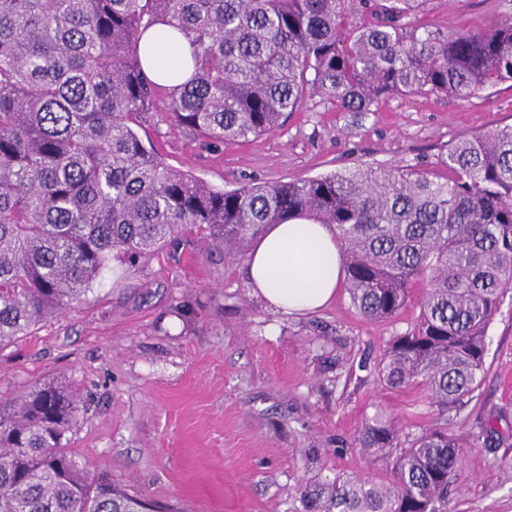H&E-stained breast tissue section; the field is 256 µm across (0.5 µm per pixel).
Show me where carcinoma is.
<instances>
[{"label":"carcinoma","instance_id":"1","mask_svg":"<svg viewBox=\"0 0 512 512\" xmlns=\"http://www.w3.org/2000/svg\"><path fill=\"white\" fill-rule=\"evenodd\" d=\"M426 0H0V347L86 300L112 272L185 230L231 258L269 224H331L345 286L372 320L421 289L414 326L375 371L451 409L486 372V337L512 290V125L457 141L435 181L356 166L214 189L166 164L138 129L159 102L213 142L278 129L311 95L377 112L430 92L460 100L512 81V21L452 34L412 15ZM193 48L194 73L152 81L139 43L154 25ZM82 410L57 384L0 409V512H154L76 460ZM357 446L390 481L325 480L305 512H447L464 446L444 427L405 433L377 413Z\"/></svg>","mask_w":512,"mask_h":512}]
</instances>
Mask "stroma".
I'll return each instance as SVG.
<instances>
[{
  "label": "stroma",
  "instance_id": "1",
  "mask_svg": "<svg viewBox=\"0 0 512 512\" xmlns=\"http://www.w3.org/2000/svg\"><path fill=\"white\" fill-rule=\"evenodd\" d=\"M512 0H426L419 24L478 31ZM512 124V84L461 101L398 96L338 112L307 98L280 129L245 141L198 139L158 106L139 134L166 163L211 187L313 177L358 165L445 177L450 143ZM243 260L180 244L104 278L88 299L0 349V401L48 382L84 407L70 446L129 495L176 512H302L299 489L336 474L385 481L355 443L376 412L417 433L448 424L464 443L448 512H512V292L487 332L486 374L445 412L418 389L382 386L375 364L418 313L374 321L340 290L329 307L275 315L246 285Z\"/></svg>",
  "mask_w": 512,
  "mask_h": 512
}]
</instances>
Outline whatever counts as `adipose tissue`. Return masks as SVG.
Masks as SVG:
<instances>
[{
  "mask_svg": "<svg viewBox=\"0 0 512 512\" xmlns=\"http://www.w3.org/2000/svg\"><path fill=\"white\" fill-rule=\"evenodd\" d=\"M140 54L146 72L159 83L176 86L192 75L190 46L169 27L149 28ZM342 252L332 225L306 219L270 224L247 256L246 281L274 313L313 312L328 305L342 285Z\"/></svg>",
  "mask_w": 512,
  "mask_h": 512,
  "instance_id": "ef3b65f1",
  "label": "adipose tissue"
}]
</instances>
